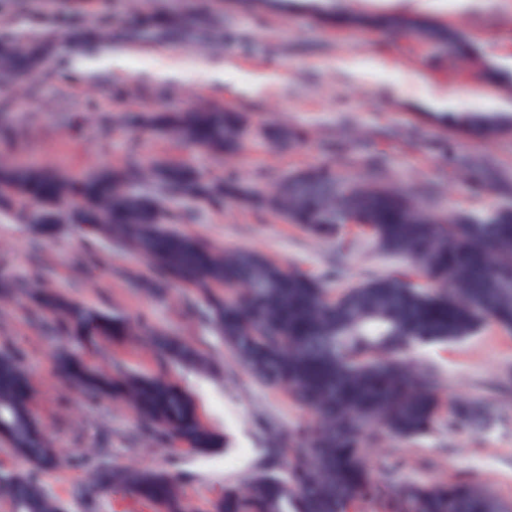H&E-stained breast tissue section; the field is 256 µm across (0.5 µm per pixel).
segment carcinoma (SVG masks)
<instances>
[{
  "label": "carcinoma",
  "instance_id": "obj_1",
  "mask_svg": "<svg viewBox=\"0 0 512 512\" xmlns=\"http://www.w3.org/2000/svg\"><path fill=\"white\" fill-rule=\"evenodd\" d=\"M386 22L404 35L454 49L466 46L456 28L432 22L408 27L405 16ZM37 42H0V81L30 71ZM443 126L472 138L501 134L505 120L488 112L449 116ZM215 156L242 146L248 118L238 112H159L143 118ZM485 182L507 181L471 156L455 159ZM368 177L354 178L342 166L323 163L281 181L274 202L284 218L308 233L341 241L355 231L376 249L400 257L420 278L387 274L332 291L318 277L291 270L249 249H224L174 225L167 206L186 197L213 208L260 205L264 191L232 176L206 177L168 158L148 161L132 150L125 165L78 178L50 168L19 169L0 163V207L21 212L35 202L43 210L38 232L51 237L53 206L76 208L81 238L102 236L142 256L151 271L136 284L156 294L174 281L206 306V319L256 381L284 390L310 411L314 424H299L265 449V467L243 487L226 486L213 512H485L489 494L472 480L401 478L369 464L368 449L385 440L409 443L448 428L475 431L489 407L452 406L435 369L414 358L434 344L464 340L492 322L512 329V211L475 223L459 214H430L404 190ZM146 184L148 192L122 187ZM44 272L33 260L28 287L51 320V332L69 342L54 355L57 373L90 404L123 402L149 437L180 443L197 452L222 445L203 421L195 398L166 371L107 374L76 348L88 350L124 326L108 311L76 303L42 286ZM138 335L165 366L203 367L205 359L180 337L147 323ZM0 436L27 461L26 473L0 470V501L9 512H60L41 475L59 466L60 453L46 437L32 406L29 375L21 362L0 354ZM96 491L118 486L153 503L157 512H192L178 474L154 468L95 469Z\"/></svg>",
  "mask_w": 512,
  "mask_h": 512
}]
</instances>
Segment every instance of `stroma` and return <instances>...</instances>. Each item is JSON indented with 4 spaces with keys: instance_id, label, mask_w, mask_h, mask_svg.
<instances>
[{
    "instance_id": "35a3bbf8",
    "label": "stroma",
    "mask_w": 512,
    "mask_h": 512,
    "mask_svg": "<svg viewBox=\"0 0 512 512\" xmlns=\"http://www.w3.org/2000/svg\"><path fill=\"white\" fill-rule=\"evenodd\" d=\"M337 22L313 18L306 0L285 11L253 10L242 0H0V40L51 39L54 52L37 75L0 83V125L20 130L0 144V162L56 170L66 176L123 164L131 149L144 156L181 160L197 171L240 178L272 189L289 173L364 153L377 156L386 180L406 189L431 187L444 212L486 214L512 197L488 189L473 194L453 166L461 153L483 154L512 174V133L473 139L431 122L442 104L452 113L489 112L512 118V0H334ZM178 13L190 23L162 25ZM405 14L450 23L479 49V62L451 61L447 51L385 30H353L347 14ZM105 28L114 56L96 47L72 48L73 29ZM174 77H159L165 62ZM220 107L250 119L240 152L213 157L146 128L131 130L132 112H177ZM275 121L307 132L301 147L280 149L263 135ZM171 207L184 232L225 247L252 248L272 260L326 277L340 289L366 277L399 274L404 260L380 253L364 239L348 238L342 266L336 244L312 238L273 209L237 206L214 212L179 198ZM50 268L46 287L131 321L183 337L200 348L213 371L169 367V374L198 400L205 423L229 446L201 455L185 447L145 441L124 404H86L55 372V338L40 324L28 290L0 299V352L18 356L34 390L45 432L62 452L84 449L87 464L43 474L62 512H153L147 502L115 490L84 493L93 466H148L180 473L185 496L208 512L225 485L241 483L264 458L273 435L283 434L306 412L279 389L255 382L207 325L200 303L178 287L155 298L131 288V275L149 276L146 262L108 241L78 242L70 225L36 241L33 226L15 210L0 209V276L24 282L34 249ZM434 363L448 399L492 404L495 422L477 432L441 429L411 445L377 449L374 462L399 465L401 474L441 461L447 478H472L512 504V331L486 324L475 335L418 351ZM110 370L121 365L154 372L158 365L134 331L112 334L87 353Z\"/></svg>"
}]
</instances>
